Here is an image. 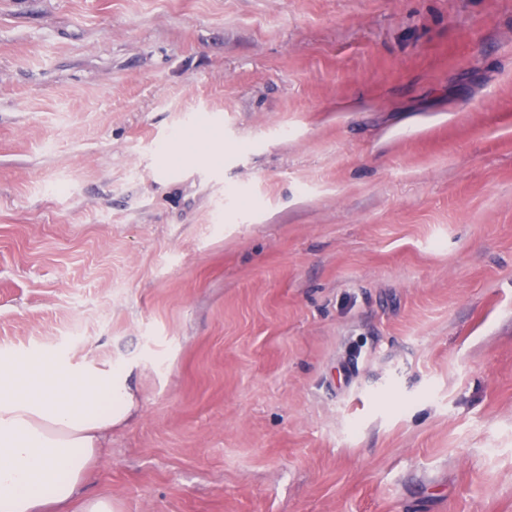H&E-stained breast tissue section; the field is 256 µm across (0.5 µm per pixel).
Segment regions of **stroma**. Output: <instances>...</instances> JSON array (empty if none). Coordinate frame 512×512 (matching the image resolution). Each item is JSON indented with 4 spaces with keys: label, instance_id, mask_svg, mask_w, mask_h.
<instances>
[{
    "label": "stroma",
    "instance_id": "35a3bbf8",
    "mask_svg": "<svg viewBox=\"0 0 512 512\" xmlns=\"http://www.w3.org/2000/svg\"><path fill=\"white\" fill-rule=\"evenodd\" d=\"M35 354L114 512H512V0H0Z\"/></svg>",
    "mask_w": 512,
    "mask_h": 512
}]
</instances>
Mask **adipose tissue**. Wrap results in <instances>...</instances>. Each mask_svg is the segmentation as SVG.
<instances>
[{"label": "adipose tissue", "mask_w": 512, "mask_h": 512, "mask_svg": "<svg viewBox=\"0 0 512 512\" xmlns=\"http://www.w3.org/2000/svg\"><path fill=\"white\" fill-rule=\"evenodd\" d=\"M0 358V512H48L85 480L105 434L136 406L124 372Z\"/></svg>", "instance_id": "adipose-tissue-1"}]
</instances>
